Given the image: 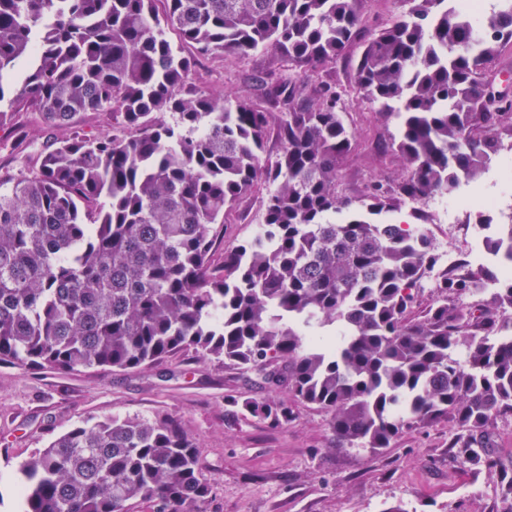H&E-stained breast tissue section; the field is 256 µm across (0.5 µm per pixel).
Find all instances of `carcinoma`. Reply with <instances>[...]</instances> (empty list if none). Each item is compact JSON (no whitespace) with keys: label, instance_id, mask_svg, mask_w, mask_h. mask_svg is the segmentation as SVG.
I'll list each match as a JSON object with an SVG mask.
<instances>
[{"label":"carcinoma","instance_id":"cac0c4a2","mask_svg":"<svg viewBox=\"0 0 512 512\" xmlns=\"http://www.w3.org/2000/svg\"><path fill=\"white\" fill-rule=\"evenodd\" d=\"M359 2L0 0V75L26 63L10 97L0 85V131L35 112L53 132L35 160L17 132L22 173L0 175V365L126 372L193 352L319 405L337 439L372 450L450 415L467 430L451 447L512 504L486 439L512 414V278L465 260L440 272L425 225L374 220L465 194L504 149L512 96L486 88L512 72V0L482 20L400 0L373 30ZM262 47L288 66L258 72L253 95L197 77ZM345 59L349 88L333 78ZM365 103L396 120L405 174L356 201L337 184L356 141L345 113ZM88 112L103 132L84 130ZM273 125L284 149L268 163ZM264 182L260 231L215 259L224 214ZM230 404L275 427L294 416L285 400ZM201 470L178 419L105 417L20 466L21 512H208Z\"/></svg>","mask_w":512,"mask_h":512}]
</instances>
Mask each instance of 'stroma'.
<instances>
[{
	"label": "stroma",
	"instance_id": "1",
	"mask_svg": "<svg viewBox=\"0 0 512 512\" xmlns=\"http://www.w3.org/2000/svg\"><path fill=\"white\" fill-rule=\"evenodd\" d=\"M272 61L271 53L260 49L244 60L204 62L200 73L211 89L232 99L250 92L254 74ZM345 120L356 132V145L340 170L342 193L360 198L378 174L400 179L403 162L379 150L395 133V120L369 106L347 113ZM492 186L488 173L475 182L451 228L441 224L435 203L426 205L438 251L453 243L460 258H469L466 239L478 231L470 220L476 196ZM270 189L260 184L229 215L225 249L255 235ZM268 395L253 373L188 353L125 373H34L2 365L0 512H19L11 489L20 464L60 434L90 419L159 414L177 417L197 443L212 487L208 512H387L395 505L407 512H503L495 480L451 449L458 431L453 420L406 430L389 448L373 451L340 444L330 414L300 400L293 403V420L282 428L233 405L239 398Z\"/></svg>",
	"mask_w": 512,
	"mask_h": 512
}]
</instances>
